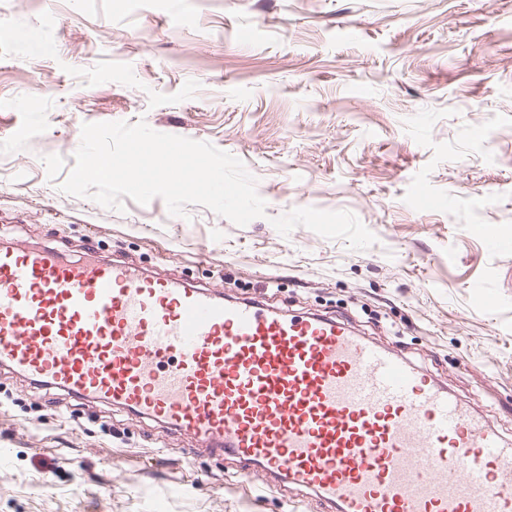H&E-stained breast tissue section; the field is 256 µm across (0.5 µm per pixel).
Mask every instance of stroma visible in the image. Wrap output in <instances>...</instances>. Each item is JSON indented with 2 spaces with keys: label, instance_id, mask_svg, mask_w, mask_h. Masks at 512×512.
<instances>
[{
  "label": "stroma",
  "instance_id": "35a3bbf8",
  "mask_svg": "<svg viewBox=\"0 0 512 512\" xmlns=\"http://www.w3.org/2000/svg\"><path fill=\"white\" fill-rule=\"evenodd\" d=\"M141 119L242 160L265 216L60 191L82 124ZM1 240L345 316L511 437L512 0H0ZM0 512L327 509L1 372Z\"/></svg>",
  "mask_w": 512,
  "mask_h": 512
}]
</instances>
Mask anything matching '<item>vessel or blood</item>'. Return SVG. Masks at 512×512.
<instances>
[{
	"instance_id": "1",
	"label": "vessel or blood",
	"mask_w": 512,
	"mask_h": 512,
	"mask_svg": "<svg viewBox=\"0 0 512 512\" xmlns=\"http://www.w3.org/2000/svg\"><path fill=\"white\" fill-rule=\"evenodd\" d=\"M0 370L190 435L330 512H512V440L342 318L4 242Z\"/></svg>"
}]
</instances>
